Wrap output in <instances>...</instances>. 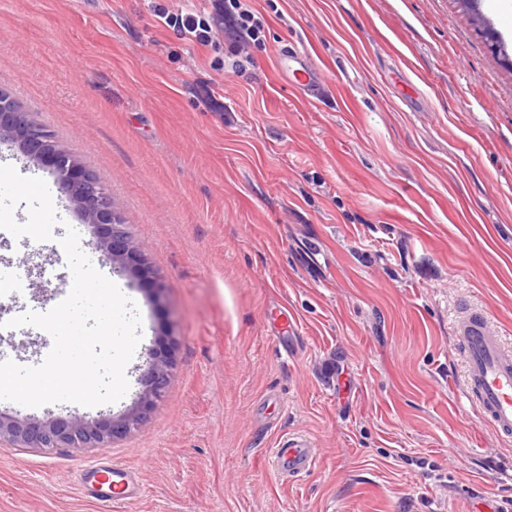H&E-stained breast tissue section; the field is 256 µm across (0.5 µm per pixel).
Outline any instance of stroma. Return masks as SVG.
Masks as SVG:
<instances>
[{
    "label": "stroma",
    "mask_w": 512,
    "mask_h": 512,
    "mask_svg": "<svg viewBox=\"0 0 512 512\" xmlns=\"http://www.w3.org/2000/svg\"><path fill=\"white\" fill-rule=\"evenodd\" d=\"M261 45L201 46L159 12L215 0H0V90L112 195L164 283L153 301L112 264L143 337L112 414L130 407L157 331L175 366L147 420L102 448L0 441V512H486L512 499V439L461 390L455 325L484 311L512 342V27L492 0H247ZM326 81L310 101L283 47ZM0 165L46 181L50 241L0 230L23 285L0 318L72 286L56 244L94 237L48 170L0 141ZM298 329L272 338L282 317ZM53 345L0 337L24 366ZM303 435L295 478L271 448ZM134 467L141 494L87 496L92 464ZM278 447L272 449L269 462L279 474L293 477L307 470L313 463L312 445L303 436H292Z\"/></svg>",
    "instance_id": "stroma-1"
}]
</instances>
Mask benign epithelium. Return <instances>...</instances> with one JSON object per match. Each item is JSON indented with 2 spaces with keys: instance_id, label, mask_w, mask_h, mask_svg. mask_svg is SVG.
<instances>
[{
  "instance_id": "7a95c632",
  "label": "benign epithelium",
  "mask_w": 512,
  "mask_h": 512,
  "mask_svg": "<svg viewBox=\"0 0 512 512\" xmlns=\"http://www.w3.org/2000/svg\"><path fill=\"white\" fill-rule=\"evenodd\" d=\"M11 140L32 161L49 168L60 188L68 194L86 223L96 229L90 245L100 255L131 277L148 283L153 298L161 300L164 285L150 270L149 262L117 223L120 209L105 188L71 153L54 147L47 133L31 125L25 114L0 103V141ZM174 341L166 331L158 334L146 353L140 377V391L134 404L123 413L88 420L84 416L67 418L7 417L0 414V440L10 439L33 448L102 447L137 429L147 419L155 403L170 385L174 362Z\"/></svg>"
}]
</instances>
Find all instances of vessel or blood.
I'll use <instances>...</instances> for the list:
<instances>
[{"instance_id": "vessel-or-blood-1", "label": "vessel or blood", "mask_w": 512, "mask_h": 512, "mask_svg": "<svg viewBox=\"0 0 512 512\" xmlns=\"http://www.w3.org/2000/svg\"><path fill=\"white\" fill-rule=\"evenodd\" d=\"M278 66L296 88L316 94L321 76L306 54L280 50ZM456 335L465 366L463 391L466 399L497 436L512 437V346L490 327L482 312L470 308L462 312ZM313 459L310 441L294 436L272 450L270 465L277 473L293 477L307 470ZM95 469L100 483L87 486L89 496L99 495L102 486L107 484L111 486L114 498L125 500L131 497L133 487L138 484L134 468L111 461L98 463Z\"/></svg>"}]
</instances>
